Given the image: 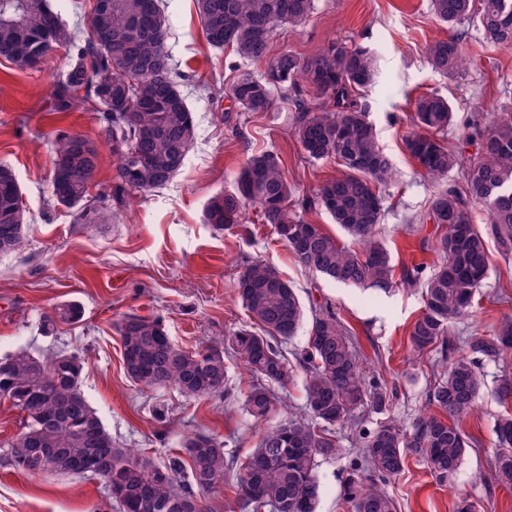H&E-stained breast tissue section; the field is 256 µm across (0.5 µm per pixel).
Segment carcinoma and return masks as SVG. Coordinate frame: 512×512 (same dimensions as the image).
<instances>
[{"label": "carcinoma", "instance_id": "obj_1", "mask_svg": "<svg viewBox=\"0 0 512 512\" xmlns=\"http://www.w3.org/2000/svg\"><path fill=\"white\" fill-rule=\"evenodd\" d=\"M316 0H196L208 44L234 57L263 65L256 75L230 65L228 98L244 112H270L276 98L298 107L293 134L311 162H334L338 175L322 181L311 196L299 195L286 177L280 156L265 151L248 158L236 176V191L214 196L204 221L218 230L241 224L245 207L272 228L295 259L325 278L346 285L390 291L397 284L423 285V308L414 321L415 351H438L439 379L430 386V410L407 426L389 418L372 430L354 426L362 406L384 410L387 387L368 383L350 331L325 307L313 317L299 365L305 373L303 412L263 428L257 448L235 473L236 501L249 512H317L321 484L318 460L343 452L342 431L352 428L369 475L348 482L351 512H397L382 488L404 470L412 453L422 457L440 484L454 480L462 465L466 434L456 420L473 410L485 387L483 362L512 356V322L495 336L462 339L453 322L471 316L478 289L488 277L486 238L476 224L474 206L483 207L503 252H512V110L495 112L475 133L470 156L443 141L454 112L448 99L423 93L413 102V131L404 144L422 176L439 186L428 219L442 230L443 261L430 273L419 265L395 274L391 256L377 239L382 218L381 189L395 182L390 157L377 144L359 92L375 83L374 54L364 46L333 41L301 57L285 51L271 58L269 42L280 26H299ZM437 21L453 29L478 22L490 46L512 44V0H431ZM169 18L160 0H99L91 14V34L77 44L79 31L61 20L49 0H0V57L19 69H36L54 47L74 50L65 81L56 85L53 111L73 112L95 96L103 106L100 122L115 157L111 204H89L99 173L95 142L82 149L73 135L53 142L51 197L76 210L81 224H107L118 211L149 192L167 186L181 171L195 141V115L179 89L177 71L166 48ZM428 64L444 76L465 65L462 37L453 34L425 46ZM465 170L461 188L447 185L448 174ZM16 172L0 166V256L21 252L27 240L26 210ZM326 211L358 248L341 245L321 225L304 218ZM235 290L249 325L225 338L227 346L187 351L176 346L155 319L128 314L116 328L127 376L153 391L176 387L188 398L224 394L225 350L239 358L251 376L244 406L255 423L267 421L275 388L293 381L282 353L303 323L296 289L279 270L259 261L246 267ZM81 309L64 303L44 317L42 330L75 323ZM83 360L76 352L37 357L22 350L0 358V396L11 398L21 428L0 442L12 465L29 474H77L90 456L112 467L109 495L120 512H208L206 496L224 486L233 460L215 435L198 434L181 442V451L158 464L112 440L82 390ZM503 408L495 423L498 448L491 461L494 481L512 486V377L498 380Z\"/></svg>", "mask_w": 512, "mask_h": 512}]
</instances>
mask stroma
Listing matches in <instances>:
<instances>
[{
    "instance_id": "1",
    "label": "stroma",
    "mask_w": 512,
    "mask_h": 512,
    "mask_svg": "<svg viewBox=\"0 0 512 512\" xmlns=\"http://www.w3.org/2000/svg\"><path fill=\"white\" fill-rule=\"evenodd\" d=\"M170 19L166 46L185 76L181 90L195 113L196 141L180 173L165 188L139 198L107 225L80 224L74 210L51 198L50 174L56 133L79 134L99 143L98 184L92 204H102L112 188V145L102 139L97 104L52 113L54 85L67 72L68 52L48 53L35 70H20L0 58V165L12 167L21 182L28 220V244L17 255L0 257V356L24 349L43 356L79 350L84 358L82 389L116 444L167 459L183 437L214 434L229 452L252 453L262 427L246 413L249 375L234 356H226L224 397L189 399L167 387L141 390L124 372L116 324L126 314L160 319L186 350L202 349L231 335L247 322L234 283L248 264H274L297 290L306 315L331 305L351 332L368 376L386 382L394 396L384 411L363 408L368 428L393 417L412 423L427 406L434 381L436 352L415 353L410 328L422 309L417 288L390 294L336 283L301 266L270 227L247 213L246 230H216L204 221L212 196L235 189L247 159L277 153L290 179L307 192L335 175L332 163L309 162L292 130V101L264 113L243 112L225 96L208 93L212 82L230 83L224 51L205 40L195 0H167ZM470 63L457 76L435 73L423 57L427 42L447 37L432 14L430 0H317L312 17L299 27L277 30L270 55L318 53L329 41H352L374 51L381 75L360 102L368 111L381 148L397 168L386 188L380 237L396 266L440 264L441 231L428 220L431 185L406 153L411 130L409 101L426 91L447 96L454 122L446 138L457 144L463 127L486 112L512 108V45L487 47L474 25L459 28ZM489 277L475 300L473 317L454 323L456 336H493L512 319V254L487 239ZM76 302L83 317L43 334L41 316L55 305ZM486 386L477 409L460 426L471 441L452 484L438 485L426 465L408 455L404 471L385 485L398 512H456L461 498L477 512H512V488L489 485V462L500 406L494 388L512 377V356L484 363ZM20 428V416L0 400V512H120L99 479L90 476L30 475L14 468L3 440ZM360 462L355 451L320 461L319 512H349L345 486Z\"/></svg>"
}]
</instances>
